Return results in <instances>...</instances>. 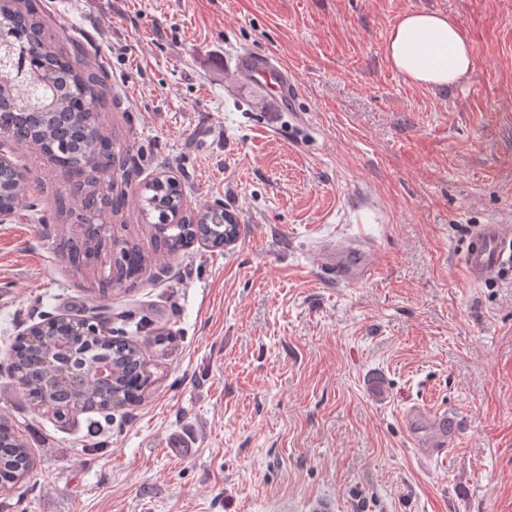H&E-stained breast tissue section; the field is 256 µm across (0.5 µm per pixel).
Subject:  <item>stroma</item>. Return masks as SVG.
I'll return each mask as SVG.
<instances>
[{"instance_id": "obj_1", "label": "stroma", "mask_w": 512, "mask_h": 512, "mask_svg": "<svg viewBox=\"0 0 512 512\" xmlns=\"http://www.w3.org/2000/svg\"><path fill=\"white\" fill-rule=\"evenodd\" d=\"M104 77L134 183L178 179L191 210L240 225L101 298L104 273L64 242L84 213L75 181L33 147L27 207L0 222V415L35 453L0 512H512V271L477 286L459 264L481 224L512 220V0H32ZM448 15L473 46L458 85L393 69L409 10ZM287 64L297 94L273 110L225 67L237 51ZM373 244L344 285L322 244ZM101 306L104 329L164 332L153 381L111 418L59 421L12 386L14 338ZM447 407L448 459H422L402 414ZM190 455L172 454V435Z\"/></svg>"}]
</instances>
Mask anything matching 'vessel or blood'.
Here are the masks:
<instances>
[{"instance_id": "vessel-or-blood-1", "label": "vessel or blood", "mask_w": 512, "mask_h": 512, "mask_svg": "<svg viewBox=\"0 0 512 512\" xmlns=\"http://www.w3.org/2000/svg\"><path fill=\"white\" fill-rule=\"evenodd\" d=\"M229 65L238 82L265 93L278 107L292 102L295 85L288 78V67L268 54L243 51ZM512 241V225H478L460 259L466 278L485 284L499 277L507 264L505 245ZM378 263L377 253L356 241L343 239L314 255L315 266L337 282L353 285L366 280ZM405 429L422 458H447L460 434L459 418L446 409L426 403L410 407L404 414Z\"/></svg>"}]
</instances>
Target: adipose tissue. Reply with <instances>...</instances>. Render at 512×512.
Returning a JSON list of instances; mask_svg holds the SVG:
<instances>
[{"label": "adipose tissue", "instance_id": "ef3b65f1", "mask_svg": "<svg viewBox=\"0 0 512 512\" xmlns=\"http://www.w3.org/2000/svg\"><path fill=\"white\" fill-rule=\"evenodd\" d=\"M387 57L406 79L429 87L458 84L473 66L471 42L447 16L408 11L393 27Z\"/></svg>", "mask_w": 512, "mask_h": 512}]
</instances>
